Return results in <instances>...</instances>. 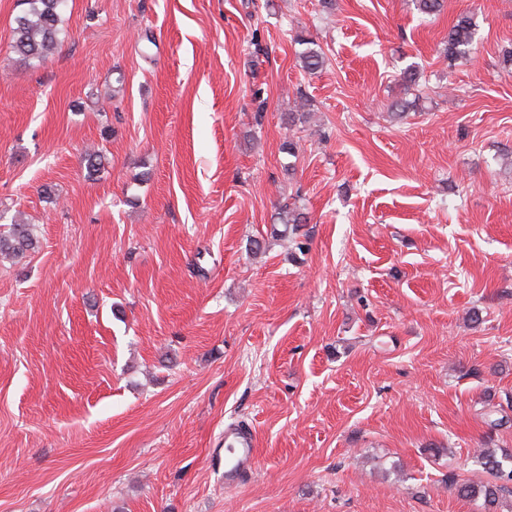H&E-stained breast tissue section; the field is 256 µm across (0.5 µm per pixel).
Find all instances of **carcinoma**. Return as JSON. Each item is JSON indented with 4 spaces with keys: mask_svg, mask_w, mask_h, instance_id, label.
Instances as JSON below:
<instances>
[{
    "mask_svg": "<svg viewBox=\"0 0 512 512\" xmlns=\"http://www.w3.org/2000/svg\"><path fill=\"white\" fill-rule=\"evenodd\" d=\"M26 8L15 20L13 39L10 48L25 61L40 60L53 53L59 43L62 33L61 10L65 0H23ZM476 35L474 16L462 14L448 28V36L442 42V52L452 67L457 61L469 56L473 49ZM299 44L305 46L301 52L303 68L312 72L324 63V53L319 48L312 47L314 40L299 35ZM402 82L405 93H414L413 99L404 98L395 104L396 116L399 118L418 109L419 72L417 66L410 65L403 71ZM84 161L90 174L96 175L105 169L108 158L99 151L85 154ZM37 239L33 227L29 224L12 222L8 229L0 230V258H19L35 249ZM484 422L492 429L503 427L512 420L500 414L496 406L487 407L482 413ZM476 463L491 480L480 483H459L450 480V486L458 497L464 499L481 498L487 509L496 505L503 493H512V455L497 456L488 448L479 450L475 455Z\"/></svg>",
    "mask_w": 512,
    "mask_h": 512,
    "instance_id": "obj_1",
    "label": "carcinoma"
}]
</instances>
